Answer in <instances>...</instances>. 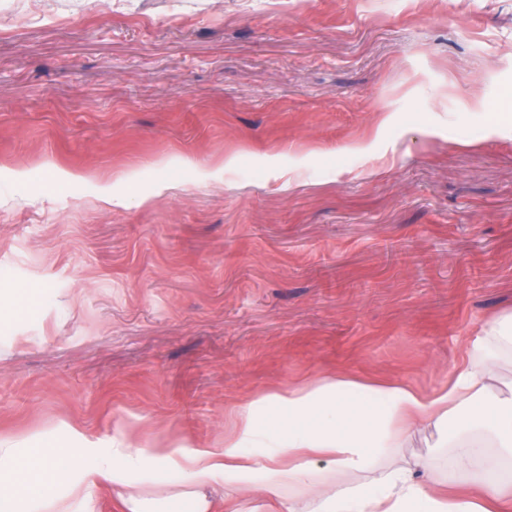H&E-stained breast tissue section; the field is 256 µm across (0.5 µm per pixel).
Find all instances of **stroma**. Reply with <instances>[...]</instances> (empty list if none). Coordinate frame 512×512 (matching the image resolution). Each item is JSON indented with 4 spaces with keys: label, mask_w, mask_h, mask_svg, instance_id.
Masks as SVG:
<instances>
[{
    "label": "stroma",
    "mask_w": 512,
    "mask_h": 512,
    "mask_svg": "<svg viewBox=\"0 0 512 512\" xmlns=\"http://www.w3.org/2000/svg\"><path fill=\"white\" fill-rule=\"evenodd\" d=\"M509 110L512 0H0V435L446 382L512 310Z\"/></svg>",
    "instance_id": "obj_1"
}]
</instances>
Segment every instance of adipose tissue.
<instances>
[{
	"mask_svg": "<svg viewBox=\"0 0 512 512\" xmlns=\"http://www.w3.org/2000/svg\"><path fill=\"white\" fill-rule=\"evenodd\" d=\"M219 446L61 444L0 436V512H74L108 491L118 512H512V312L482 329L430 393L320 373L238 404ZM428 429L426 454L405 450Z\"/></svg>",
	"mask_w": 512,
	"mask_h": 512,
	"instance_id": "adipose-tissue-1",
	"label": "adipose tissue"
}]
</instances>
